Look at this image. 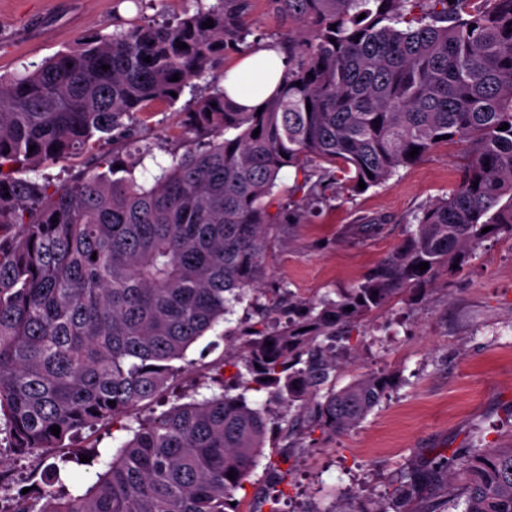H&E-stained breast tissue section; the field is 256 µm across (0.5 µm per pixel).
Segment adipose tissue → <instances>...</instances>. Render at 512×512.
Listing matches in <instances>:
<instances>
[{
    "label": "adipose tissue",
    "mask_w": 512,
    "mask_h": 512,
    "mask_svg": "<svg viewBox=\"0 0 512 512\" xmlns=\"http://www.w3.org/2000/svg\"><path fill=\"white\" fill-rule=\"evenodd\" d=\"M287 68L283 52L273 46L263 47L226 70L223 89L239 107L254 109L277 89Z\"/></svg>",
    "instance_id": "1"
}]
</instances>
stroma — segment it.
<instances>
[{
  "label": "stroma",
  "instance_id": "1",
  "mask_svg": "<svg viewBox=\"0 0 512 512\" xmlns=\"http://www.w3.org/2000/svg\"><path fill=\"white\" fill-rule=\"evenodd\" d=\"M215 0H0V77L10 78L74 48L84 35H112L128 23H164ZM223 83L222 70L200 80L171 105L140 114L139 138L157 159L183 151L185 114L196 97ZM460 145L439 146L399 169L384 185L359 194L340 189L322 210L276 239L263 259L266 284L313 299L360 281L400 244L405 226L424 204L448 193L461 176ZM362 216L380 220L375 238L345 234ZM240 336L216 326L194 343L164 396L127 411L119 426L84 432L78 448H51L21 460L10 472L9 495L30 497L86 490L126 439V426L191 398L220 393L226 367L239 361ZM337 387L380 372L396 384L387 399L352 430L315 431L298 447H268L249 483L237 491L241 512H252L264 491L268 464H286L280 512H308L332 502L359 505L387 498L402 472L425 468L438 453L512 442V239L483 242L467 265L421 292H405L359 320L337 355ZM59 463L60 475L49 466Z\"/></svg>",
  "mask_w": 512,
  "mask_h": 512
}]
</instances>
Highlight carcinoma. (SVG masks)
Here are the masks:
<instances>
[{
    "mask_svg": "<svg viewBox=\"0 0 512 512\" xmlns=\"http://www.w3.org/2000/svg\"><path fill=\"white\" fill-rule=\"evenodd\" d=\"M267 2L288 26L273 41L288 56L280 89L260 113L237 110L221 89L201 98L185 118L194 139L155 162L150 187L134 177L150 153L135 116L243 52L254 0L91 34L0 80V434L14 455L58 448L156 397L173 362L247 292L267 298L223 393L139 422L85 493L48 495L38 510L19 497L7 512H238L231 502L272 420L247 393L265 389L295 409L277 421L285 448L317 428L357 427L394 383L370 373L336 389L326 341L395 295L459 272L485 240L512 238V0ZM444 144L465 149L461 181L422 206L397 250L354 286L314 300L261 287L263 255L282 232L265 199L284 168L309 166L302 198L285 206L288 223L301 224L328 189L383 185ZM85 155L88 171L68 184L17 177ZM377 227L371 219L347 233L364 239ZM453 469L466 475L460 495L420 497ZM458 508L512 512V442L409 470L382 504L309 512Z\"/></svg>",
    "mask_w": 512,
    "mask_h": 512,
    "instance_id": "carcinoma-1",
    "label": "carcinoma"
}]
</instances>
